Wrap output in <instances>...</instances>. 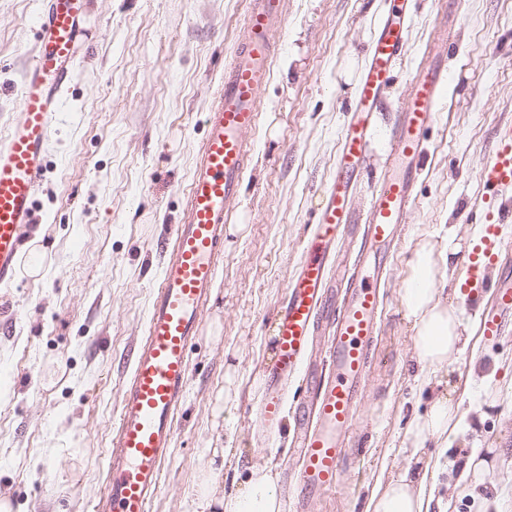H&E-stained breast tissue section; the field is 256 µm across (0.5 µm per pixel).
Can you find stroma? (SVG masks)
<instances>
[{
	"instance_id": "obj_1",
	"label": "stroma",
	"mask_w": 512,
	"mask_h": 512,
	"mask_svg": "<svg viewBox=\"0 0 512 512\" xmlns=\"http://www.w3.org/2000/svg\"><path fill=\"white\" fill-rule=\"evenodd\" d=\"M41 0H0V143L20 118L22 82L36 47ZM248 0H88L84 34L56 116L25 249L43 270L20 268L0 284V497L13 512H93L106 448L161 276L159 243L179 223L204 135L202 118L224 76ZM390 0H286V23L253 160L233 208L224 260L201 335L189 350L192 380L162 488L149 512H188L215 448L233 490L264 460L282 478L294 469L291 435L257 433L261 378L274 360L272 334L286 285L309 241L336 169L339 131L356 75ZM433 0H418L404 55L371 136L363 206L382 175L394 108L420 67L448 65L438 120L413 210L387 263L385 316L355 418L357 464L321 512H364L370 496L407 464L404 434L430 398L415 380L412 330L399 292L423 240L455 241L457 271L477 238L488 192L480 172L512 128V0H450L444 51L432 39ZM457 278L448 290L458 288ZM470 338L448 365L464 419L449 448L427 443L421 459L454 462L471 452L512 512V335L488 339L466 315ZM239 398L214 408L227 365Z\"/></svg>"
}]
</instances>
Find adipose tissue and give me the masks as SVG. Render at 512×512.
I'll list each match as a JSON object with an SVG mask.
<instances>
[{
  "instance_id": "ef3b65f1",
  "label": "adipose tissue",
  "mask_w": 512,
  "mask_h": 512,
  "mask_svg": "<svg viewBox=\"0 0 512 512\" xmlns=\"http://www.w3.org/2000/svg\"><path fill=\"white\" fill-rule=\"evenodd\" d=\"M457 252L452 244L440 248L423 243L414 252L400 290L404 316L412 325L417 377L427 386L464 346L462 313L440 291ZM457 413L447 394L435 396L429 411L406 430L411 454H418L429 441L447 440L459 423ZM219 473L215 466L202 473L189 512H281L278 475L272 465L250 466L243 487L230 492L220 489ZM434 497L433 473L409 466L373 493L366 512H431Z\"/></svg>"
}]
</instances>
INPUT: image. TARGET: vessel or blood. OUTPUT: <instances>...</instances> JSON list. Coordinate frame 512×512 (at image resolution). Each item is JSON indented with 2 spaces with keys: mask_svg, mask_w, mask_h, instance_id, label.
Instances as JSON below:
<instances>
[{
  "mask_svg": "<svg viewBox=\"0 0 512 512\" xmlns=\"http://www.w3.org/2000/svg\"><path fill=\"white\" fill-rule=\"evenodd\" d=\"M414 0H393L378 26L356 79L350 118L340 130L335 179L328 185L312 244L286 286L275 323V361L267 371L255 425L265 435L283 420L288 386L300 372L329 364L309 397L297 400L291 423L299 450L283 512H315L347 470V443L367 379L368 360L383 314L381 281L387 253L415 201L416 177L426 151L424 135L435 125L448 85L444 65L410 79L395 110L384 156V175L363 208L354 187L370 154V134L382 94L408 41ZM86 0H44L36 29L39 46L23 80L20 120L0 147V282L15 279L46 146L79 43ZM285 24L284 0H250L236 50L203 117L204 138L184 195L180 224L161 251L165 257L153 290L142 339L132 351L129 377L107 450L106 486L94 512H149L176 436V419L190 382L189 349L200 336L204 314L224 258L225 226L239 199L253 153L249 135L261 121V94L272 78L277 37ZM494 191L492 217L480 245L467 256L474 273L496 271L487 284L484 336L503 335L512 320V243L498 228L512 223V134L481 170ZM345 238L360 249L351 268L333 276L330 262Z\"/></svg>",
  "mask_w": 512,
  "mask_h": 512,
  "instance_id": "b4317fda",
  "label": "vessel or blood"
}]
</instances>
